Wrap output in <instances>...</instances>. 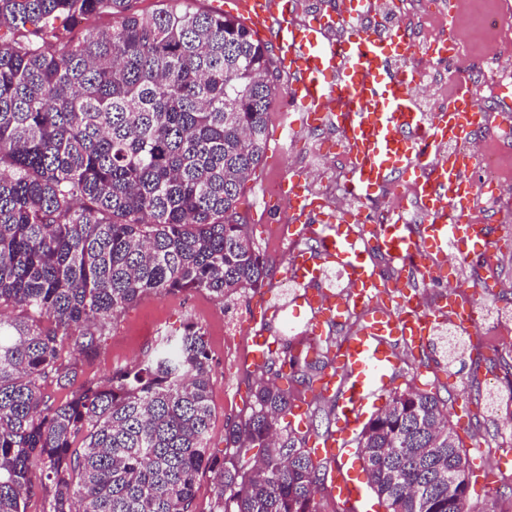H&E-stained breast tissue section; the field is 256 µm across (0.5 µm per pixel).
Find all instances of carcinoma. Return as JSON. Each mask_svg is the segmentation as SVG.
Masks as SVG:
<instances>
[{
    "instance_id": "cac0c4a2",
    "label": "carcinoma",
    "mask_w": 512,
    "mask_h": 512,
    "mask_svg": "<svg viewBox=\"0 0 512 512\" xmlns=\"http://www.w3.org/2000/svg\"><path fill=\"white\" fill-rule=\"evenodd\" d=\"M0 0V512H317L320 464L288 421L320 361L270 357L254 400L210 453L212 356L193 323L100 380L106 320L147 294L226 304L272 266L237 209L279 93L271 47L235 18L172 0ZM112 25L75 37L57 20ZM24 315L13 318L8 309ZM67 389L52 401L46 387ZM386 512H473L467 459L432 392L391 396L357 436ZM214 474L201 471L195 483V510L209 512L214 497Z\"/></svg>"
}]
</instances>
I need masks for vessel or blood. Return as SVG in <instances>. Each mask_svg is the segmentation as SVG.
<instances>
[{
    "label": "vessel or blood",
    "mask_w": 512,
    "mask_h": 512,
    "mask_svg": "<svg viewBox=\"0 0 512 512\" xmlns=\"http://www.w3.org/2000/svg\"><path fill=\"white\" fill-rule=\"evenodd\" d=\"M234 3L237 16L257 38L274 44L280 67L293 76L286 95L289 108L307 113L312 123L334 119L355 162L348 193L371 197L395 185L401 174L413 175L417 188L423 216L418 224L406 223L394 211L380 216L340 212L322 223L316 202L298 188L289 191L294 222L316 225L317 245L296 254L288 274L314 282L325 266L342 268L346 296L315 291L306 302L326 323L352 307L362 312L358 329L339 343L335 371L320 381V392L338 397L337 429L321 436L314 448L316 456L334 463L330 496L349 505L351 512H369L364 489L348 464L346 441L363 425L371 404L388 391L398 366L396 346L422 352L430 343L432 326L444 311L422 307L419 289L442 279L449 252L473 263L493 256L489 226L471 216L479 190L472 173L483 163L473 141L485 110L461 92L435 112H417L409 91L416 74L400 62L420 48L405 28L376 25V17L387 9L384 0H367L366 20L336 40L326 31L346 19V6L302 27L295 20L294 0ZM377 253L396 262L406 275L407 286L394 311L377 303L383 294L371 264Z\"/></svg>",
    "instance_id": "vessel-or-blood-1"
}]
</instances>
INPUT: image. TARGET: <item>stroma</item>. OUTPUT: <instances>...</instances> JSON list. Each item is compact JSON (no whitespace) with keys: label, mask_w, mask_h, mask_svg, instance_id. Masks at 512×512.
Returning a JSON list of instances; mask_svg holds the SVG:
<instances>
[{"label":"stroma","mask_w":512,"mask_h":512,"mask_svg":"<svg viewBox=\"0 0 512 512\" xmlns=\"http://www.w3.org/2000/svg\"><path fill=\"white\" fill-rule=\"evenodd\" d=\"M458 2L454 30L466 45L458 64L473 70L499 45L498 40L486 36L480 24L481 17L494 9L497 0ZM285 111L283 96H276L268 121L269 147L261 165L247 181L238 205L251 239L269 259L277 280L285 276L289 256L273 239L272 231L274 225L285 222L288 203L278 190L268 194L264 188L270 183L278 186L295 175L309 186L330 185L335 160H328L327 175H320L311 164V148L316 139L332 143L338 139L333 125H308L289 138L285 155H278L275 146ZM486 217L492 223L491 238L498 243L492 259L494 280H486L484 265L456 263L453 277L423 288L425 305H437L455 287L487 282L490 291L478 297L485 313L512 306V189L507 191L502 206H490ZM283 306L294 321L311 324L314 313L307 304L264 287L237 301L244 332L229 337L224 333L223 303L206 293L149 295L109 320V335L100 354L83 363L82 369L85 375L106 377L113 369L140 360L159 336L181 330L186 323H195L204 333L213 357L210 390L214 416L209 447L220 457L224 454L225 424L248 409L263 372L262 366L249 357V334L262 328L269 336L278 337L279 319L275 311ZM493 331V325H481L472 346L458 341L450 343L437 336L429 350L421 354L413 356L404 348H397L400 366L390 389L428 391L446 401L450 424L459 436L461 448L472 460L469 497L476 512H512V441L504 437L512 415L492 402L490 390L495 383L501 392L512 394V341L497 340Z\"/></svg>","instance_id":"1"}]
</instances>
